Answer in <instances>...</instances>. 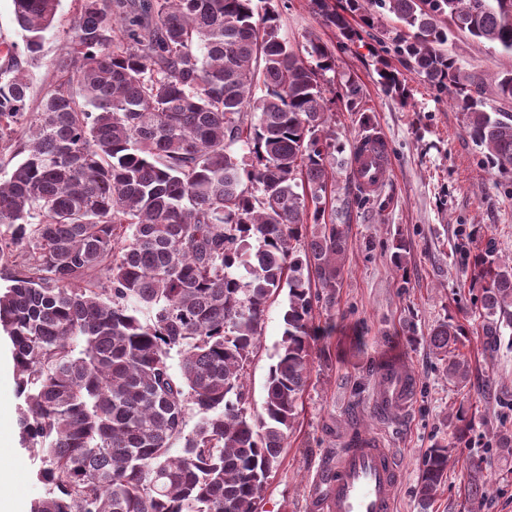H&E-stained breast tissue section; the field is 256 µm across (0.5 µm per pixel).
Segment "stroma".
I'll list each match as a JSON object with an SVG mask.
<instances>
[{
    "instance_id": "35a3bbf8",
    "label": "stroma",
    "mask_w": 512,
    "mask_h": 512,
    "mask_svg": "<svg viewBox=\"0 0 512 512\" xmlns=\"http://www.w3.org/2000/svg\"><path fill=\"white\" fill-rule=\"evenodd\" d=\"M281 33L292 46L307 35L332 45L335 67L327 72L331 89L330 126L336 136L333 205H348V250L336 303L319 308L313 324L320 334L312 343L313 368L299 402L298 416L278 462L267 479L258 512H309V496L318 469L337 448L356 435L381 437L393 448L403 469L394 512H512V455L493 449L492 429L512 431V328L504 329L496 348H488L472 305L479 286L472 255L487 248L512 260V173L489 169L467 137L464 117L417 74L403 71L407 97L386 92L378 82L381 47L371 38L343 41L324 25L309 0H278ZM449 52L469 71L488 74L512 69V56L491 44L465 36L449 41ZM59 35L47 36L42 55L31 63V104L58 77L54 61ZM361 88L357 108H348L339 91L345 81ZM383 134L392 147V168L379 198L388 205L351 203L355 176L341 161L350 157L355 139ZM407 253L403 268L392 254L397 241ZM285 296L272 299L265 312L260 347L246 369L252 408H259L265 382L283 333ZM465 329L456 352L471 362L467 385L448 380L427 337L440 322ZM396 358L416 377L408 407L380 412L376 371L381 359ZM11 343L0 335V417L19 420ZM471 408L473 428L456 444L448 419L459 405ZM452 444L448 479L429 507H422L416 486L424 454L435 442ZM481 464L486 493L480 505L465 495L463 475L470 463ZM7 463L29 512L43 489L32 477V462L14 445Z\"/></svg>"
}]
</instances>
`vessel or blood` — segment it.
<instances>
[{"label": "vessel or blood", "mask_w": 512, "mask_h": 512, "mask_svg": "<svg viewBox=\"0 0 512 512\" xmlns=\"http://www.w3.org/2000/svg\"><path fill=\"white\" fill-rule=\"evenodd\" d=\"M352 161L365 190H380L391 168V149L386 138L371 135L356 140ZM416 381L411 371L396 360L378 369V406L406 407ZM402 471L393 449L374 437H355L347 447L328 458L316 476L310 512H393L394 493Z\"/></svg>", "instance_id": "obj_1"}]
</instances>
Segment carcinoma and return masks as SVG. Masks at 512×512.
I'll use <instances>...</instances> for the list:
<instances>
[{"instance_id":"1","label":"carcinoma","mask_w":512,"mask_h":512,"mask_svg":"<svg viewBox=\"0 0 512 512\" xmlns=\"http://www.w3.org/2000/svg\"><path fill=\"white\" fill-rule=\"evenodd\" d=\"M35 61L60 0H13ZM354 39L357 17L382 51L450 96L487 164L512 169V70L464 71V34L512 56V0H310ZM395 18L387 28L383 19ZM60 79L37 108L14 51L0 69V332L11 341L21 443L40 461L30 512H258L312 372L315 308L332 306L347 231L326 213L336 138L325 74L335 52L281 34L276 0H81L64 31ZM379 84L406 96L383 59ZM485 336L512 326V262L473 256ZM288 290L261 410L246 367L269 301ZM463 328L429 347L448 379ZM179 357V371L173 356ZM198 416L184 434L189 412ZM182 439L180 449L174 441ZM448 446L422 460L428 506ZM480 472L468 496L484 497Z\"/></svg>"}]
</instances>
